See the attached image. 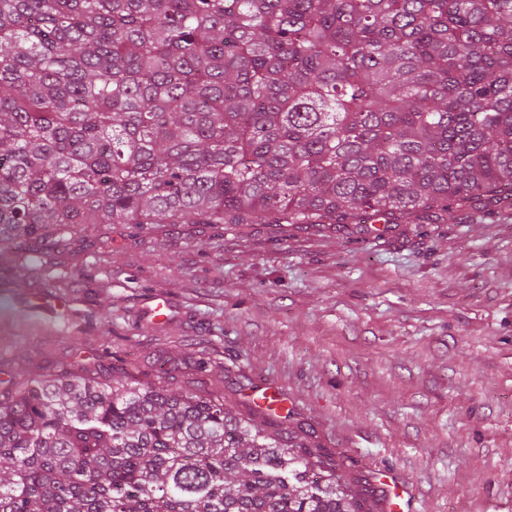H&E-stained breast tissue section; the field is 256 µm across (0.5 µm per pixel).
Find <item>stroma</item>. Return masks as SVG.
I'll return each instance as SVG.
<instances>
[{
	"label": "stroma",
	"mask_w": 512,
	"mask_h": 512,
	"mask_svg": "<svg viewBox=\"0 0 512 512\" xmlns=\"http://www.w3.org/2000/svg\"><path fill=\"white\" fill-rule=\"evenodd\" d=\"M44 283L0 274V380L125 364L229 404L269 387L348 478L419 512H512V212L454 224H88ZM68 310L51 307L55 281ZM169 324L148 314L155 295Z\"/></svg>",
	"instance_id": "obj_1"
}]
</instances>
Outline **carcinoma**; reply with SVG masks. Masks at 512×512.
Masks as SVG:
<instances>
[{
    "mask_svg": "<svg viewBox=\"0 0 512 512\" xmlns=\"http://www.w3.org/2000/svg\"><path fill=\"white\" fill-rule=\"evenodd\" d=\"M512 208V0H0V263L78 224ZM8 381L0 512H374L292 411L110 367Z\"/></svg>",
    "mask_w": 512,
    "mask_h": 512,
    "instance_id": "obj_1",
    "label": "carcinoma"
}]
</instances>
